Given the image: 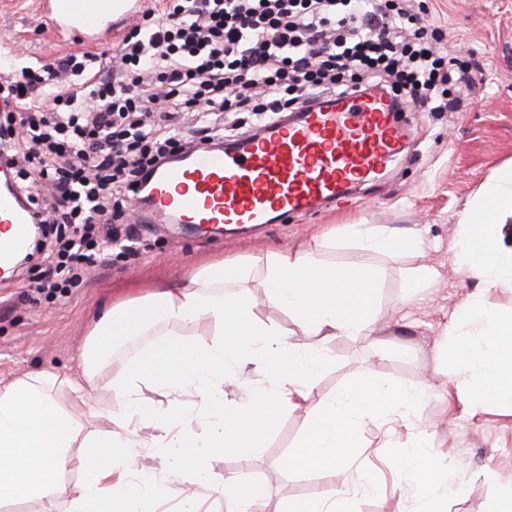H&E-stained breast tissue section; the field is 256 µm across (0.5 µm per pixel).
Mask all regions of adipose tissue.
<instances>
[{
  "label": "adipose tissue",
  "instance_id": "ef3b65f1",
  "mask_svg": "<svg viewBox=\"0 0 512 512\" xmlns=\"http://www.w3.org/2000/svg\"><path fill=\"white\" fill-rule=\"evenodd\" d=\"M345 231L360 250L342 266L327 265L307 250L205 262L187 283L120 302L93 322L83 349L84 382L43 371L0 387V501L63 493L57 477L76 458L83 480L73 490L71 512H152L164 482L139 476L132 461L142 449L169 448L174 469L192 471L221 495L225 512H242L240 482L214 472L216 455L259 448L274 425L273 410L307 401L328 367L322 340L359 336L373 324L382 273L366 263L365 252L421 249L419 237L392 235L376 224H349ZM254 278L261 294L249 287ZM270 307L287 310L294 331L270 325ZM162 322L187 328L205 322L218 340L202 347L174 337L154 343L124 364L114 385L126 401L124 411L93 409L86 380L130 337ZM244 357L262 367L270 390L230 405L224 383L234 378ZM59 385L70 392L71 412L50 396ZM147 388L194 397L209 422L195 428L178 414L158 415L143 395ZM77 411L87 414L91 431L74 419ZM146 421L155 422L156 435H142ZM74 448L79 451L75 458L70 455Z\"/></svg>",
  "mask_w": 512,
  "mask_h": 512
}]
</instances>
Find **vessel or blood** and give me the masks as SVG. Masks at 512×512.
<instances>
[{
    "label": "vessel or blood",
    "instance_id": "obj_1",
    "mask_svg": "<svg viewBox=\"0 0 512 512\" xmlns=\"http://www.w3.org/2000/svg\"><path fill=\"white\" fill-rule=\"evenodd\" d=\"M49 25L60 35L101 44L107 16L96 0H49ZM410 128L388 95L371 90L343 95L330 104L294 113L258 138H243L214 153L190 152L161 168L147 188L150 217L173 224L227 225L245 231L305 214L352 188L384 178ZM0 168V276L10 275L28 245L31 209Z\"/></svg>",
    "mask_w": 512,
    "mask_h": 512
}]
</instances>
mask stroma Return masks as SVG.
<instances>
[{
  "instance_id": "stroma-1",
  "label": "stroma",
  "mask_w": 512,
  "mask_h": 512,
  "mask_svg": "<svg viewBox=\"0 0 512 512\" xmlns=\"http://www.w3.org/2000/svg\"><path fill=\"white\" fill-rule=\"evenodd\" d=\"M435 20L458 34L448 50L477 82L474 94L458 112H410L415 129L398 170L379 187L357 186L351 200L326 205L319 212L265 225L256 233L214 231L180 234L159 222L136 227L130 250L112 248L105 264L92 268L83 288L54 298L27 294L42 275L29 263L0 281V385L42 371L80 378L82 345L94 314L112 302L151 290L162 281L186 280L194 267L213 257L241 258L271 250L308 249L329 265L347 262L356 251L346 239L348 224H379L396 233H421L425 261L438 280L423 298L403 302L410 253L367 254L385 277L377 298V317L368 335L336 336L323 347L331 366L315 383L307 403L276 414L273 429L260 448L220 453L214 471L262 490L271 501L335 497L351 492L353 512H410L413 483L396 471L386 452L412 444L414 432L389 415L367 423L363 446L354 461L335 474L293 475L280 465L300 439L308 413L326 394L349 379L376 374L405 385L426 386L429 398L416 422L431 434L440 459L457 466L463 490L447 512H489L499 492L497 476L512 475V417L495 413L470 415L451 395L448 377L432 360L440 331L460 310L477 281L458 269L449 247L459 213L479 187L512 165V0H426ZM45 0H0V43L10 44V69L53 63L80 49L79 39L60 37L45 24ZM152 336H139L117 352V364L102 366L91 384L97 408L121 411L125 402L113 384L121 362L135 357ZM268 388L264 372L251 361L238 368L237 379L224 385L227 400L244 402ZM136 469L167 475L157 512H179L185 491H195L201 512H225L224 499L195 481L192 472L173 471L167 449L140 453ZM377 485L374 493L356 491L360 476Z\"/></svg>"
}]
</instances>
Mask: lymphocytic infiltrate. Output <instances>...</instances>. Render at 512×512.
<instances>
[{
	"mask_svg": "<svg viewBox=\"0 0 512 512\" xmlns=\"http://www.w3.org/2000/svg\"><path fill=\"white\" fill-rule=\"evenodd\" d=\"M421 0H164L111 56L77 50L0 79V162L55 238L43 287L78 288L112 243L126 195L216 116L256 118L378 90L401 112H457L468 96Z\"/></svg>",
	"mask_w": 512,
	"mask_h": 512,
	"instance_id": "1",
	"label": "lymphocytic infiltrate"
}]
</instances>
